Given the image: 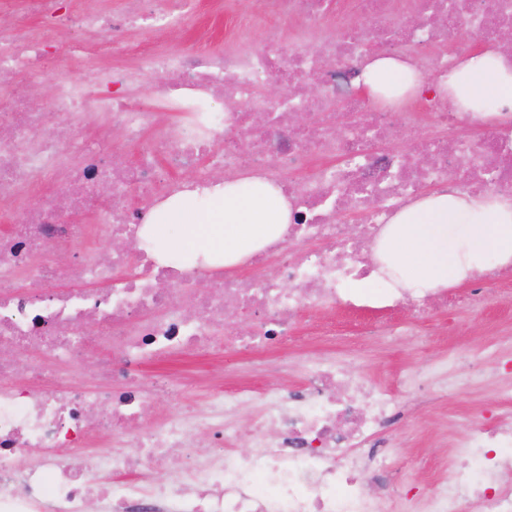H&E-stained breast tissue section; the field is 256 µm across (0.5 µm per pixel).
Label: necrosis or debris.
<instances>
[{
  "instance_id": "4bbe7bcc",
  "label": "necrosis or debris",
  "mask_w": 512,
  "mask_h": 512,
  "mask_svg": "<svg viewBox=\"0 0 512 512\" xmlns=\"http://www.w3.org/2000/svg\"><path fill=\"white\" fill-rule=\"evenodd\" d=\"M250 0H236L228 32L231 48L159 53L136 46L140 63L110 66L127 52L119 30L154 31L185 25L194 0H130L114 16L89 7L66 17L58 0H26L0 28V70L33 72L45 39L31 18L98 38L104 65L78 66L54 86L48 107L31 108L29 90H15L0 110V512H398L381 482L366 474L400 469L399 444L364 448L385 430L398 407L391 392L353 375L330 357L300 355L306 384L298 392L265 388L269 403L252 430V453L228 448L237 430L228 414L248 407L250 389L216 388L203 410L153 419L159 400L180 396L145 383L141 367L187 352L220 353L273 348L312 312L351 304L352 284L378 269V244L399 208L426 189L445 192L463 175L473 193L512 197V113L489 120L460 112L433 88L460 59L444 45L467 27L484 44L512 33V0H262L273 19L260 49L246 46ZM405 59L426 81L420 97L384 107L362 92L371 56ZM169 77L164 107L186 113L164 123L137 88L149 74ZM289 86L272 99L269 81ZM223 97L215 119L198 113L202 102ZM345 103L361 121L337 133L335 108ZM431 133L418 134L420 114ZM137 147L136 159L111 149L108 133ZM209 165L197 184L216 177L256 175L278 183L291 205L282 237L254 254L250 274L207 273L157 264L147 254L110 256L96 240L137 236L151 205L183 184L160 174L159 163ZM112 187L111 202L92 192ZM80 244L70 275L86 289L62 291L52 249ZM288 254L277 276L268 261ZM512 275L493 267L471 278L465 298L440 289L424 295L404 288L370 293V300L401 305L413 322L433 309L479 306L488 282ZM251 319L250 332L236 326ZM449 360L439 357L403 374L400 387L440 392ZM91 377L94 389L75 385ZM474 442L456 446L450 481L428 485L414 512H512V415L495 423L474 416ZM212 439L199 459L196 442ZM103 439L120 440L106 455L87 456L73 468L60 451H83ZM40 453L21 463L17 448ZM162 483L142 471L169 467Z\"/></svg>"
}]
</instances>
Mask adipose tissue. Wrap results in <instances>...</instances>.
I'll return each mask as SVG.
<instances>
[{
  "instance_id": "obj_1",
  "label": "adipose tissue",
  "mask_w": 512,
  "mask_h": 512,
  "mask_svg": "<svg viewBox=\"0 0 512 512\" xmlns=\"http://www.w3.org/2000/svg\"><path fill=\"white\" fill-rule=\"evenodd\" d=\"M370 96L393 101L424 80L398 58L364 71ZM442 90L461 112L512 106V53L483 48L449 73ZM291 219L280 187L260 177L224 178L186 190L151 209L141 236L157 260L184 257L188 268L229 267L277 241ZM379 254L399 288L434 290L465 281L489 261L512 264V197L434 193L403 206L385 229Z\"/></svg>"
}]
</instances>
